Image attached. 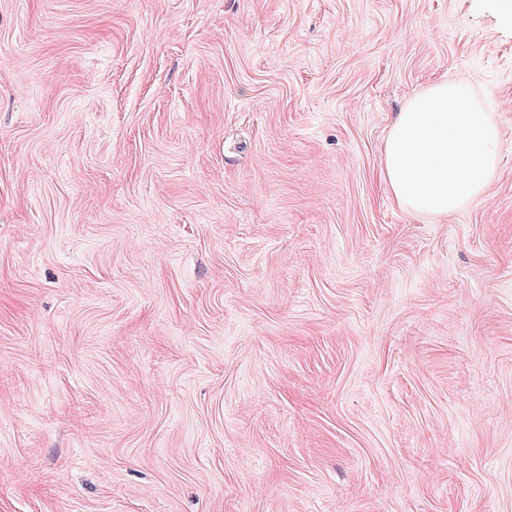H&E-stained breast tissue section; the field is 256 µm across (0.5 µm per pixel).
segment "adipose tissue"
Returning a JSON list of instances; mask_svg holds the SVG:
<instances>
[{
    "mask_svg": "<svg viewBox=\"0 0 512 512\" xmlns=\"http://www.w3.org/2000/svg\"><path fill=\"white\" fill-rule=\"evenodd\" d=\"M499 135L493 113L470 85L432 83L398 113L380 179L407 213L450 217L486 192L498 167Z\"/></svg>",
    "mask_w": 512,
    "mask_h": 512,
    "instance_id": "obj_1",
    "label": "adipose tissue"
}]
</instances>
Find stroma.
Segmentation results:
<instances>
[{
    "label": "stroma",
    "mask_w": 512,
    "mask_h": 512,
    "mask_svg": "<svg viewBox=\"0 0 512 512\" xmlns=\"http://www.w3.org/2000/svg\"><path fill=\"white\" fill-rule=\"evenodd\" d=\"M445 79L500 163L419 218ZM0 512H512L494 0H0ZM499 135L493 113L470 85L432 83L398 112L381 182L407 213L448 218L486 192L498 167Z\"/></svg>",
    "instance_id": "obj_1"
}]
</instances>
